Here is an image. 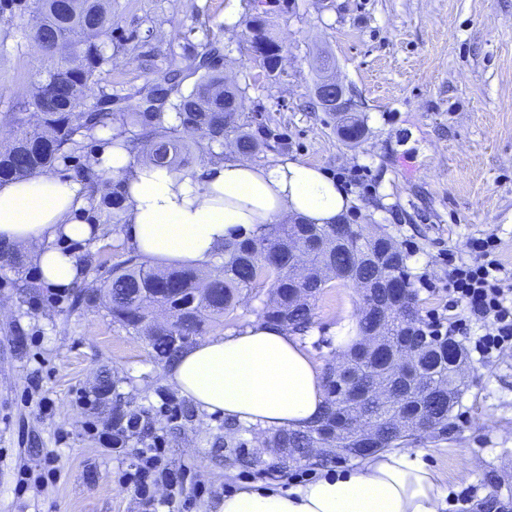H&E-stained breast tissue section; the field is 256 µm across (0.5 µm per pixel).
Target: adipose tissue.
Here are the masks:
<instances>
[{
  "instance_id": "1",
  "label": "adipose tissue",
  "mask_w": 512,
  "mask_h": 512,
  "mask_svg": "<svg viewBox=\"0 0 512 512\" xmlns=\"http://www.w3.org/2000/svg\"><path fill=\"white\" fill-rule=\"evenodd\" d=\"M93 171L121 180L124 235L151 260L196 266L218 258L225 239L259 224L301 218L334 224L351 198L332 176L285 159L262 168L231 158L185 175L100 145ZM97 217L84 181L47 174L0 183V242L29 249L40 283L57 289L84 277L61 241L84 243ZM182 395L209 414L261 430L298 429L325 410L322 371L300 336L262 320L184 351L168 372ZM447 477L422 453L382 451L359 468L287 489L248 487L224 497L222 512H443Z\"/></svg>"
}]
</instances>
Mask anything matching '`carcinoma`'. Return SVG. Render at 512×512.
Instances as JSON below:
<instances>
[{
    "mask_svg": "<svg viewBox=\"0 0 512 512\" xmlns=\"http://www.w3.org/2000/svg\"><path fill=\"white\" fill-rule=\"evenodd\" d=\"M8 11L25 20L23 38L51 60L44 78L15 104V111L0 114V121L16 128L12 140L0 146V182L24 180L47 174L61 159L83 148L82 138L112 122V113L87 106L88 91L109 65L105 38L112 33V12L104 0H0V12ZM251 47L267 78L273 72L281 45L267 33L266 20L256 15L246 21ZM218 49L210 42L189 54L171 50L164 65L138 89L137 102L120 113L121 126L112 144L134 156V163L149 161L182 172L189 168L191 146L181 142L187 129L201 135L196 149L212 158L224 156V145L231 142L238 153L257 154L265 138L245 120L243 99L246 89L224 87V77L211 67ZM200 74L193 87L182 90L184 73ZM89 205L105 212L99 230L112 226L123 230L126 197L121 183L90 170L85 171ZM306 254L316 265L332 267L336 278L353 273L360 279L386 276L398 287L408 289L406 257L395 242L367 231L358 224H259L244 239L224 241V262L219 270L206 274L197 269L155 267L142 261L136 252L112 265L97 292L80 284L71 288L74 306L103 303L112 320L136 334L149 337L156 356L173 360L183 347L169 336H201L235 318L243 295L266 296L264 318L303 334L310 328L311 304L300 297L317 298L329 279L297 280L291 273L297 253ZM158 307L175 311L172 324L153 320ZM392 332L381 337L383 353L411 343L418 349L414 368L423 380L426 393L411 398L403 389L391 390L393 401L403 410L419 409L431 423L421 429L413 421L382 432L376 451L411 445L425 436H441L448 429L452 407L448 394L462 395L454 367L458 342L437 336L423 337L424 329L417 304L398 303ZM371 320L357 314L359 335L346 350L357 353ZM335 364L325 368L327 407L323 418L336 413L338 387L333 375ZM269 448H291L295 455L308 457L307 449L319 443L303 430H276L266 440Z\"/></svg>",
    "mask_w": 512,
    "mask_h": 512,
    "instance_id": "obj_1",
    "label": "carcinoma"
}]
</instances>
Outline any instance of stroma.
<instances>
[{
  "label": "stroma",
  "instance_id": "1",
  "mask_svg": "<svg viewBox=\"0 0 512 512\" xmlns=\"http://www.w3.org/2000/svg\"><path fill=\"white\" fill-rule=\"evenodd\" d=\"M262 11L284 50L274 81L244 34ZM112 17V61L89 103L106 92L123 109L168 49L218 45L226 81L247 88L245 115L276 132L254 164L298 159L336 178L353 200L347 222L374 225L405 253L420 315L447 312L448 258L464 256L469 238L496 234L512 269V0H112ZM22 26L0 13V113L46 68ZM324 54L364 124L358 143L314 105ZM37 281L29 256L0 263V512H220L242 485L285 489L339 467L313 458L276 467L254 428L239 438L260 466H232L218 446L225 418L167 381L146 337L104 306H72L68 292ZM357 306L356 285L337 282L316 301L307 340L321 364L335 361V328L355 320ZM459 342L469 362L448 431L408 450L447 475L445 512H478L495 493L512 512V348L484 359L473 337ZM105 378L112 393L86 404L83 393ZM116 405L142 415L121 454L100 441ZM155 435L184 479L146 499L127 472ZM51 465L54 481L44 477Z\"/></svg>",
  "mask_w": 512,
  "mask_h": 512
}]
</instances>
